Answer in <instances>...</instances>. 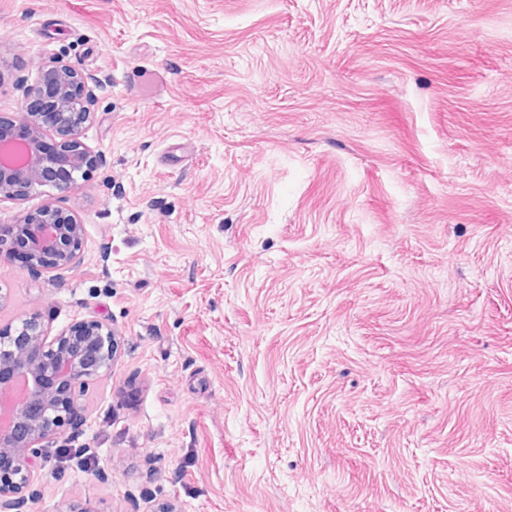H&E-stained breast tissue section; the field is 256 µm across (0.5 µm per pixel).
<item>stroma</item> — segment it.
I'll return each mask as SVG.
<instances>
[{"instance_id":"stroma-1","label":"stroma","mask_w":512,"mask_h":512,"mask_svg":"<svg viewBox=\"0 0 512 512\" xmlns=\"http://www.w3.org/2000/svg\"><path fill=\"white\" fill-rule=\"evenodd\" d=\"M48 57L101 162L0 330L120 358L8 512H512V0H0L1 120Z\"/></svg>"}]
</instances>
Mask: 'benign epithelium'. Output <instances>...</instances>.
I'll list each match as a JSON object with an SVG mask.
<instances>
[{"instance_id":"7a95c632","label":"benign epithelium","mask_w":512,"mask_h":512,"mask_svg":"<svg viewBox=\"0 0 512 512\" xmlns=\"http://www.w3.org/2000/svg\"><path fill=\"white\" fill-rule=\"evenodd\" d=\"M85 83L83 73L59 57L41 62L38 80L27 96L44 100L46 106L39 112L26 106L16 123L0 122L1 144L17 141V125L28 131L21 140L25 160L0 163V198L24 196L43 186L71 192L95 166L97 155L81 140L91 116V93L85 91ZM49 128L59 136L52 156L42 151ZM83 236L84 225L72 212L48 202L16 224L0 225V262L14 263V241L21 238L27 266L69 268L81 252ZM78 328L51 338L40 314L32 312L15 330L0 336V392L21 380L26 384L14 398L10 426L0 429V456L13 461L10 468H0V509L8 508V497L21 494L34 476L37 448L78 415L79 396L87 382L112 373L118 359L112 327L90 319Z\"/></svg>"}]
</instances>
